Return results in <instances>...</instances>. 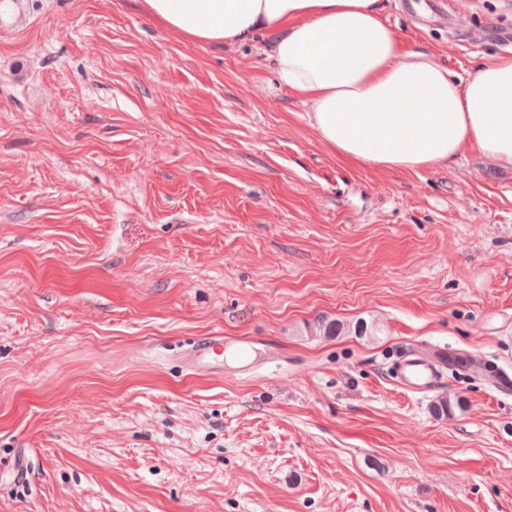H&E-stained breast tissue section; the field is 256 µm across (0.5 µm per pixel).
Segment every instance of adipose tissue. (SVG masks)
I'll return each mask as SVG.
<instances>
[{
    "label": "adipose tissue",
    "mask_w": 512,
    "mask_h": 512,
    "mask_svg": "<svg viewBox=\"0 0 512 512\" xmlns=\"http://www.w3.org/2000/svg\"><path fill=\"white\" fill-rule=\"evenodd\" d=\"M199 42L261 41L274 71L343 160L415 172L474 147L512 166V56L469 77L404 50L382 0H144Z\"/></svg>",
    "instance_id": "adipose-tissue-1"
}]
</instances>
